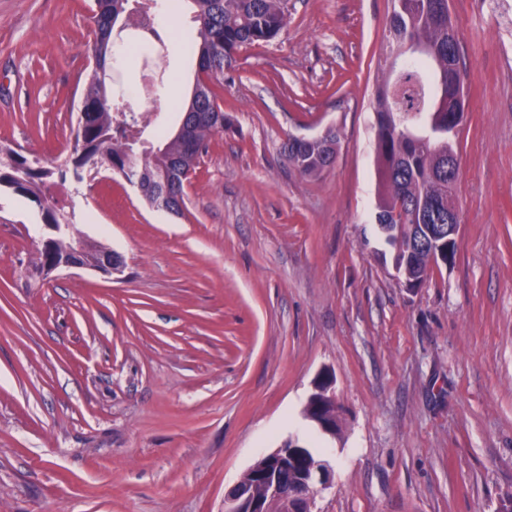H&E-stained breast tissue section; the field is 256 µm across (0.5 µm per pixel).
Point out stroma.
<instances>
[{"label": "stroma", "mask_w": 512, "mask_h": 512, "mask_svg": "<svg viewBox=\"0 0 512 512\" xmlns=\"http://www.w3.org/2000/svg\"><path fill=\"white\" fill-rule=\"evenodd\" d=\"M466 64L453 264L406 287L375 222L374 91L391 0H288L276 38L209 85L229 119L176 216L121 175L48 185L125 270L37 268L29 199L0 191V512H224L261 454L306 439L333 468L315 512L512 503V40L449 0ZM94 0H0V143L69 157ZM163 62L190 96L188 0ZM339 133L302 176L289 138ZM331 371L341 430L305 415Z\"/></svg>", "instance_id": "obj_1"}]
</instances>
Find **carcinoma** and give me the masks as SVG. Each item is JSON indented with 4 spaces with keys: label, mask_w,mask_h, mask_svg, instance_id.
<instances>
[{
    "label": "carcinoma",
    "mask_w": 512,
    "mask_h": 512,
    "mask_svg": "<svg viewBox=\"0 0 512 512\" xmlns=\"http://www.w3.org/2000/svg\"><path fill=\"white\" fill-rule=\"evenodd\" d=\"M130 0H95V39L90 46L95 70L83 98L84 120L77 124L75 148L81 153L58 164L42 166L0 144V186L36 203L46 224H70L42 193L49 180L93 177L97 165L111 164L138 178L144 198L160 207L184 201L185 184L211 139L224 132V111L205 80L199 79L183 112L187 134H164L157 149L137 150L128 134L135 117L126 112L123 95L108 97L106 67L113 40L121 37L117 23L130 13ZM199 43V72L224 74L238 48L274 39L288 20L287 0H189ZM387 43L394 57L410 45L420 56L403 65L389 64L374 97L377 116L376 161L379 177L377 218L394 230L395 267L404 281L421 284L440 265L434 259L425 226L448 223L442 200L448 196V155H457L456 137L465 121V77L459 39L448 16V0H392ZM338 137L329 130L320 140L292 137L285 155L304 176L329 169L336 158Z\"/></svg>",
    "instance_id": "carcinoma-1"
}]
</instances>
